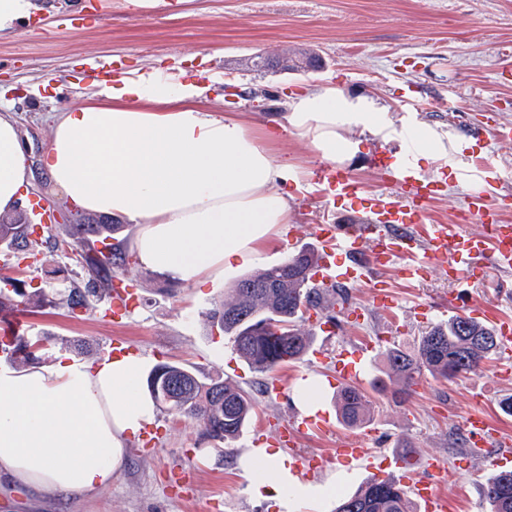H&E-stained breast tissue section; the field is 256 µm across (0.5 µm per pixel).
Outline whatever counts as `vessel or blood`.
Returning <instances> with one entry per match:
<instances>
[{"mask_svg": "<svg viewBox=\"0 0 512 512\" xmlns=\"http://www.w3.org/2000/svg\"><path fill=\"white\" fill-rule=\"evenodd\" d=\"M479 181L467 197L462 221L436 223L429 217L430 206L440 194V183L422 176L407 175L399 181V192L380 193L368 199L359 183L326 163L316 168L312 182L321 197L348 218L344 224H319L315 236L319 242L317 261L311 282L318 288L359 284L370 287L375 308L395 313L398 300L393 290L378 278L394 269L406 280L415 279L427 267H435L445 277L467 282L488 269L512 271V224L503 218L504 206L495 193L501 180L495 163L487 157L475 159ZM481 224L483 233L466 231V222ZM448 310L490 325L499 340L500 356L512 358V316L494 306H480L460 296L448 298ZM337 383L359 381L365 366V351L358 347H339L332 358ZM332 428L329 416L301 410L293 414L289 432ZM465 440L466 464L487 469H512V438L501 424L487 414L474 412L461 422ZM337 461L356 462L375 471L382 479H394L405 485L417 512H448V498L435 482L446 471L439 457L425 456L413 477L401 455L371 456L365 435H351L336 443Z\"/></svg>", "mask_w": 512, "mask_h": 512, "instance_id": "1", "label": "vessel or blood"}]
</instances>
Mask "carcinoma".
<instances>
[{
  "mask_svg": "<svg viewBox=\"0 0 512 512\" xmlns=\"http://www.w3.org/2000/svg\"><path fill=\"white\" fill-rule=\"evenodd\" d=\"M69 245L78 249L86 273L82 288H71L61 298L70 311L88 308L89 298L112 297L117 271L125 270L129 254L124 246L122 224H104L95 218H80L65 224ZM34 225L20 213L0 215V242L14 247L5 269H20L21 261L40 254L42 243L33 237ZM316 254L301 250L282 263L238 280L228 300H219L205 313L212 329L229 336L235 353L258 373L297 363L307 355L314 333L306 327L307 313L326 305L322 290L309 282ZM0 288V312L18 305H52L55 298L42 287H22L17 278H4ZM36 337L15 334L5 343L10 359L20 365L40 359ZM497 338L490 326L456 316L432 327L411 352L392 347L385 361L392 376L402 381L394 393L404 398L427 372L433 377L457 378L477 373L496 354ZM163 380L151 391L170 415L191 418L203 427V437L226 445L235 441L252 418L255 399L226 379L199 374L180 364L163 365ZM337 413L350 427L370 420L368 399L353 387L337 398ZM481 498L487 512H512V470L485 478ZM330 512H416L402 487L394 481L374 478L354 492L337 497Z\"/></svg>",
  "mask_w": 512,
  "mask_h": 512,
  "instance_id": "cac0c4a2",
  "label": "carcinoma"
}]
</instances>
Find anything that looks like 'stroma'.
Here are the masks:
<instances>
[{
    "instance_id": "stroma-1",
    "label": "stroma",
    "mask_w": 512,
    "mask_h": 512,
    "mask_svg": "<svg viewBox=\"0 0 512 512\" xmlns=\"http://www.w3.org/2000/svg\"><path fill=\"white\" fill-rule=\"evenodd\" d=\"M34 2L31 18L0 37V113H13L31 162L28 199L56 210L72 208L51 192L43 157L54 115L97 81L87 66L93 58L121 61L126 71L162 69L208 85L213 106L244 113L257 124L283 120L287 96L303 90L329 83L360 89L390 111L415 113L420 121L471 141L465 161L492 157L502 174L498 192L512 197V141L491 136L477 141L472 135L489 113L512 124V0H166L154 9L112 0L108 11L100 9L99 0ZM335 219L310 188L298 191L294 223L302 231L281 234L266 248L263 266L316 247L311 225ZM20 277L64 292L81 283L84 273L75 250L48 243L39 262L23 268ZM384 278L399 295L395 317L369 309L364 321L353 323L345 311L335 310V332H316L314 354L285 366V374L297 380L280 398L263 394L264 375L205 321L213 303L229 296L230 280L185 287L133 263L122 280L138 301L121 323L108 317V299L92 302L86 311L45 306L14 312L22 333L43 339L42 364L76 344L85 348L87 360H100L117 338L149 366L179 363L231 377L253 395L256 410L223 459L216 444L203 439L199 422L158 412L156 443L145 448L130 441L122 473L105 489L91 496L43 498L22 488L1 491L0 512H276L271 502L251 494L252 476L241 467V456L268 445L280 450L274 428L287 424L301 406V376L323 379L318 397L325 411L335 413L332 367L317 359V352L373 340L378 346L358 383L372 404L371 447L404 442L412 456L440 457L447 466L439 488L448 497V512H483L480 485L486 472L459 467L458 431L470 411L480 410L512 436V414L501 410L504 398L512 396V363L493 360L477 375L452 381L422 375L404 401L392 396L395 379L385 378L381 390L373 379L385 369L386 348L413 350L420 336L448 321V295L459 293L512 313V272L492 269L469 284L434 273L415 282L393 271ZM350 432L340 423L332 434H299V447L325 460L314 484L350 493L372 479V472L333 457L338 437Z\"/></svg>"
}]
</instances>
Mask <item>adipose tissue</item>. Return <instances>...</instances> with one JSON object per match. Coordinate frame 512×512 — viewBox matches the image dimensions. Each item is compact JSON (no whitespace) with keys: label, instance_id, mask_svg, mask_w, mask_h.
<instances>
[{"label":"adipose tissue","instance_id":"1","mask_svg":"<svg viewBox=\"0 0 512 512\" xmlns=\"http://www.w3.org/2000/svg\"><path fill=\"white\" fill-rule=\"evenodd\" d=\"M207 89L164 71L131 73L93 99L61 112L43 157L52 188L79 209L136 224L139 265L179 284L233 278L257 264L293 221V196L307 170L277 159L272 134L237 113L216 116ZM285 128L322 160L349 164L358 136L401 143L395 170L420 161L455 164L468 144L417 120L394 116L378 99L322 85L289 97ZM30 186V167L14 117L0 113V214L14 212ZM138 355L87 361L59 355L21 370L0 365V482L46 495H92L126 462L127 444L157 416L140 387ZM264 449L243 466L253 491L280 488L279 512L313 494L286 466L261 476Z\"/></svg>","mask_w":512,"mask_h":512}]
</instances>
